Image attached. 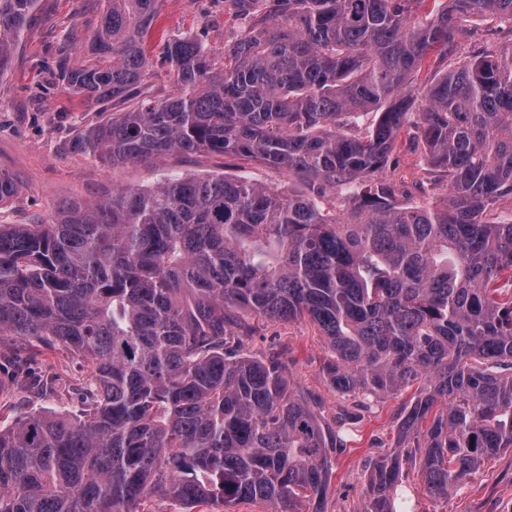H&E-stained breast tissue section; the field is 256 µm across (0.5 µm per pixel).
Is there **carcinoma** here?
Returning a JSON list of instances; mask_svg holds the SVG:
<instances>
[{
  "mask_svg": "<svg viewBox=\"0 0 512 512\" xmlns=\"http://www.w3.org/2000/svg\"><path fill=\"white\" fill-rule=\"evenodd\" d=\"M429 1L229 0L247 27L222 68L198 38L166 39L174 92L160 98L142 90L159 0H104L94 61L60 51L71 89L122 105L69 152L113 167L208 153L302 190L177 175L51 224H0V346L61 344L91 373L78 414L0 424V512H149L154 497L326 512L331 453L417 382L362 512H398L406 465L446 500L512 448V0H445L412 24ZM35 3L0 0V74ZM479 19L489 39L415 90ZM414 117L447 182L439 203L379 176ZM16 193L0 171V204ZM252 318L306 320L325 339L332 422L279 356L247 350ZM0 371L49 388L28 362Z\"/></svg>",
  "mask_w": 512,
  "mask_h": 512,
  "instance_id": "cac0c4a2",
  "label": "carcinoma"
}]
</instances>
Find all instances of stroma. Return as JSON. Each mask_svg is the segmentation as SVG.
Masks as SVG:
<instances>
[{"mask_svg": "<svg viewBox=\"0 0 512 512\" xmlns=\"http://www.w3.org/2000/svg\"><path fill=\"white\" fill-rule=\"evenodd\" d=\"M100 16V0H38L15 50L10 68L0 75V169L18 183L13 199L0 207V224H39L54 220L72 202L106 199L119 186L151 187L164 177L226 172L243 174L285 193L300 185L288 175L262 168H239L235 161L215 155L167 156L147 163L111 169L64 150L81 129L108 115L105 103L68 89L55 73L54 62L63 43L73 44L75 62L89 60L84 44ZM244 32L227 0H161L158 16L145 38L148 78L146 94L164 97L174 86L161 58L165 39L201 38L215 63H223L224 49ZM384 176L404 181L413 199L444 196L446 184H434L421 147L401 135ZM250 351L274 349L284 354L295 390L319 398L326 414H333L338 395L327 385L322 365L324 340L304 321H256ZM20 355L33 361L53 380V390L38 396L12 384L0 392V424L42 411L75 412L79 389L91 374L64 346L47 349L16 341L0 351V358ZM415 388L375 404L366 413L347 446L333 454L326 498L327 512H361L367 495L370 461L394 448L398 436L396 414L415 396ZM407 512H512V453L506 452L467 477L460 490L445 500H432L417 471H409L398 490Z\"/></svg>", "mask_w": 512, "mask_h": 512, "instance_id": "stroma-1", "label": "stroma"}]
</instances>
